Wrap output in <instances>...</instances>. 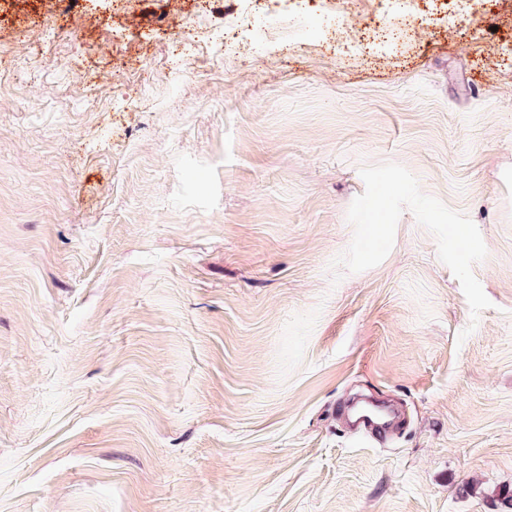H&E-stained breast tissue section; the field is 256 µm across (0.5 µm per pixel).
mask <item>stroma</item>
Masks as SVG:
<instances>
[{
	"label": "stroma",
	"instance_id": "35a3bbf8",
	"mask_svg": "<svg viewBox=\"0 0 512 512\" xmlns=\"http://www.w3.org/2000/svg\"><path fill=\"white\" fill-rule=\"evenodd\" d=\"M335 2L0 0V512H505L512 0Z\"/></svg>",
	"mask_w": 512,
	"mask_h": 512
}]
</instances>
